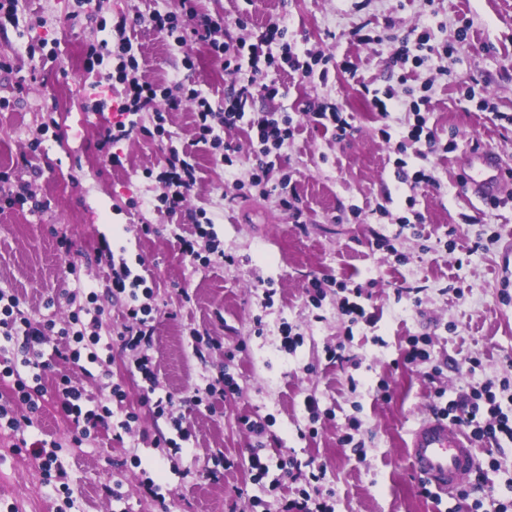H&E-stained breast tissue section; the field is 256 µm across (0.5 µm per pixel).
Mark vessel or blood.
I'll return each instance as SVG.
<instances>
[{
    "mask_svg": "<svg viewBox=\"0 0 512 512\" xmlns=\"http://www.w3.org/2000/svg\"><path fill=\"white\" fill-rule=\"evenodd\" d=\"M503 176L500 154L491 148L470 154L465 189L476 199L492 198ZM410 457L415 472L440 489H455L476 469L478 459L468 437L456 426L427 419L411 433Z\"/></svg>",
    "mask_w": 512,
    "mask_h": 512,
    "instance_id": "1",
    "label": "vessel or blood"
}]
</instances>
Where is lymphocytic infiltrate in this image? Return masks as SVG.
I'll use <instances>...</instances> for the list:
<instances>
[{
	"mask_svg": "<svg viewBox=\"0 0 512 512\" xmlns=\"http://www.w3.org/2000/svg\"><path fill=\"white\" fill-rule=\"evenodd\" d=\"M182 4V17L156 12L151 16L152 26L158 33L173 38L177 45L201 42L208 46L214 62L231 79L223 104L212 106L200 90L190 86L179 84L169 87L140 80L138 64L131 53L127 22L119 20L114 25L118 36L116 44L104 40L88 50V62L92 65L102 64L106 56H113L116 60V78L125 86L118 106L120 119L107 129L101 150L106 153L108 162L119 164L120 157L112 153L111 148L139 130L137 117L140 113H153L154 131L161 135L165 132L167 113L189 103L195 108L200 130L198 140L203 144L207 143L209 135L214 134L216 127L229 128L240 121H247L251 131V151L256 160L250 181L255 185L260 184L268 169L274 165L271 158L273 151L281 149L284 142L293 137L295 128L292 118L285 113L259 112L253 117H246L245 107L254 96L272 98L278 95L279 89L276 83L258 82L255 72L244 70L240 56L248 54L253 65L259 64L261 59L270 58V45L282 37L283 32L279 25H270L263 37L249 44L247 52L232 50L218 39L224 31L223 19L199 13L196 0H182ZM158 179L162 185L160 202L171 208L179 205L197 182V168L192 153L169 150ZM149 314L147 307L128 306L126 315L130 324L114 340L100 335L98 318L85 321L79 312L74 311L60 326L51 319L36 320L21 309L17 297L0 290V337L18 343L20 353L19 360L0 367V380L9 383L13 392L11 399L0 403V432L12 436L24 433L32 424V413L41 408L46 393L43 374L48 367L43 347L55 332L71 341L70 346L57 350L56 355L60 360L97 364L101 361V352L111 351L113 342L117 341L122 348L140 350L135 368L148 383H155L152 360L145 353L154 332L153 325L148 321ZM495 386V381L490 379L479 390L453 397L448 396L446 389H436L433 393L434 414L439 419L454 423L473 442L496 446L505 440L512 442V395L507 400H499ZM55 392L60 413L75 429L73 447L87 443L92 430L107 425L112 416L111 408L103 403L87 406L83 388L73 384L69 376L60 377ZM18 402L26 405L28 416H17L14 405Z\"/></svg>",
	"mask_w": 512,
	"mask_h": 512,
	"instance_id": "1",
	"label": "lymphocytic infiltrate"
}]
</instances>
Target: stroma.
I'll list each match as a JSON object with an SVG mask.
<instances>
[{
	"mask_svg": "<svg viewBox=\"0 0 512 512\" xmlns=\"http://www.w3.org/2000/svg\"><path fill=\"white\" fill-rule=\"evenodd\" d=\"M200 11L223 17L232 41L254 42L270 23L286 31L297 54L330 56L328 79L305 77L275 60L261 81H276L275 99L255 97L254 112H287L296 128L268 175L267 188L249 186V129L223 131L237 146L232 164L220 150L198 143L191 106L169 113L163 136L143 113L147 132L114 145L122 163L109 164L100 141L116 113L110 105L122 86L105 81L104 60L85 69L88 44L111 39V25L124 15L139 73L156 83L181 82L220 102L231 84L207 47H178L150 25L153 12L180 15L181 0H19L17 20L0 31V51L12 67L0 69V170L30 183L45 209L30 205L0 211V289L16 295L37 320L64 319L86 296L69 301L78 284L93 285L102 335H119L127 323L128 294L113 295L110 260L126 262L150 291L154 335L148 351L157 374V396L172 395L164 414L144 402L146 383L135 354L113 345L112 359L83 376L54 358L60 336L44 352L53 389L69 375L89 398H108L112 417L95 438L72 447L71 426L52 399H45L27 431L28 441L54 440L67 470L65 483H45L26 453L0 435V512H278L284 498L319 492L335 512H475L489 498L512 500V443L478 448L480 466L497 461L490 483L467 480L464 495H420L408 456L411 432L432 413L437 387L458 393L490 378L512 380V196L500 206L479 201L463 187L471 148L492 147L512 170V0H197ZM381 34L369 44L353 42L361 25ZM427 34L421 63H390L405 37ZM57 45V59H33L28 44ZM353 62L357 79L342 72ZM103 80L106 103L90 111L89 83ZM431 98L428 125L439 151L422 161L407 156L399 169L380 128L403 131L409 110L381 121L361 85ZM340 102L353 116L344 139L309 122L307 103ZM39 150H32V141ZM451 152H443L444 144ZM192 149L199 179L184 207L160 200L159 162L169 149ZM30 156L31 167L21 164ZM432 168L435 184L410 188L404 174ZM291 177L305 224L296 227L281 207L276 185ZM205 211L206 223L189 219ZM424 217L400 228L399 218ZM214 235L224 259L205 246ZM192 240L195 255L183 253ZM390 247H382V240ZM371 284L367 311L374 326L350 324L335 294L311 301L313 279ZM301 338L284 344L285 329ZM426 336L442 368L403 364L407 337ZM343 346L344 363L328 349ZM479 357L474 370L460 368ZM231 376L233 394L195 403L196 393ZM120 385L124 395L111 394ZM319 401L311 420L305 396ZM131 420V433L121 421ZM260 421L263 434L248 420ZM174 453L155 438L178 439ZM353 433L364 446L356 454L340 442ZM272 457L314 461L325 470L317 484L284 477L270 468L257 478L249 468L256 443ZM160 485L163 500L150 497L147 481Z\"/></svg>",
	"mask_w": 512,
	"mask_h": 512,
	"instance_id": "stroma-1",
	"label": "stroma"
}]
</instances>
